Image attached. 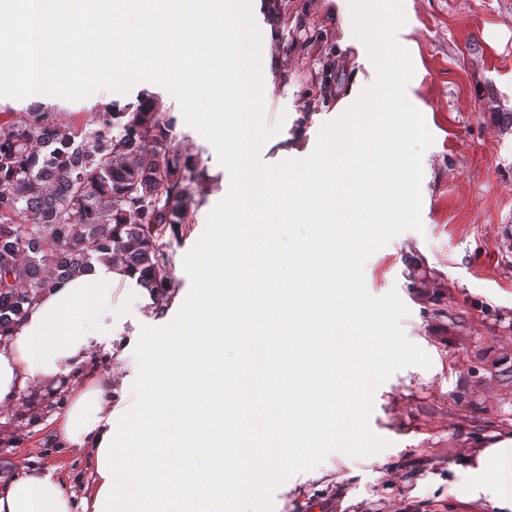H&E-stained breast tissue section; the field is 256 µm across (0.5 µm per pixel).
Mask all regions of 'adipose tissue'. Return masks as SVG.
<instances>
[{"label":"adipose tissue","mask_w":512,"mask_h":512,"mask_svg":"<svg viewBox=\"0 0 512 512\" xmlns=\"http://www.w3.org/2000/svg\"><path fill=\"white\" fill-rule=\"evenodd\" d=\"M262 75L244 69L226 75L220 109L239 112L240 135L228 161L247 167L251 155L266 144L264 127L253 112L242 111L248 91L262 83ZM378 124L328 136L325 149L305 157L296 174L284 179L262 172L250 175L248 190L260 191L266 214L275 218L289 212L304 214V199L313 195L328 204L351 198L374 181L375 158L371 146L380 136ZM269 225H261L257 242L246 243L239 255L238 282L245 292L263 294L270 306L262 323L241 321L237 333L240 362L221 374L231 387L224 395L225 417L235 423L222 457L226 474L236 475L243 491L269 458L288 460L305 468L309 457L327 439L348 449L351 440L367 442L360 396L375 375L364 369L361 356L369 350L361 308L339 306L332 335L321 345L330 367L316 391L304 393L312 423L283 415L275 379L280 363L267 359L264 371L244 380V364L252 359L263 328L281 331L297 315L291 296L264 285L269 266L266 245ZM136 278L109 261L93 262L90 269L45 292L27 312L18 332L0 345V404L14 401L19 391L32 386L42 392L58 388L65 375L84 364L96 337L112 333V291L137 288ZM224 328V316L213 313L207 323L188 320L184 339L172 361L212 348ZM210 402L209 393L182 387L179 370L157 371L139 385L132 407L112 405V391L90 387L76 397L55 420L63 443L87 449L94 478L81 500L86 512H214L217 489L213 476L191 477L174 467L193 444L199 424L195 417ZM460 500L470 512L491 507L512 512V432H493L463 448L450 466ZM63 480L54 473H20L0 490V512H72Z\"/></svg>","instance_id":"1"}]
</instances>
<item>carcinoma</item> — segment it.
<instances>
[{
  "label": "carcinoma",
  "mask_w": 512,
  "mask_h": 512,
  "mask_svg": "<svg viewBox=\"0 0 512 512\" xmlns=\"http://www.w3.org/2000/svg\"><path fill=\"white\" fill-rule=\"evenodd\" d=\"M155 95L100 113L90 133L49 112L0 119V342L43 292L110 259L162 297L174 287L166 231L204 202L205 171L173 145Z\"/></svg>",
  "instance_id": "cac0c4a2"
}]
</instances>
